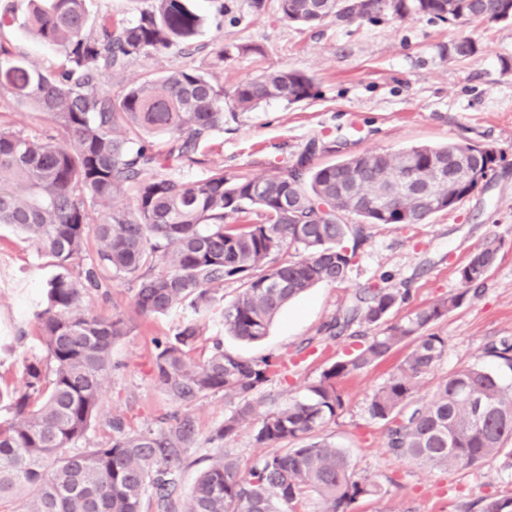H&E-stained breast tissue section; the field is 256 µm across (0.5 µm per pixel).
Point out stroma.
I'll use <instances>...</instances> for the list:
<instances>
[{"label": "stroma", "mask_w": 512, "mask_h": 512, "mask_svg": "<svg viewBox=\"0 0 512 512\" xmlns=\"http://www.w3.org/2000/svg\"><path fill=\"white\" fill-rule=\"evenodd\" d=\"M192 6L203 18L193 45L130 60L113 74L106 92L120 94L173 69L196 71L227 88L270 70L292 69L312 78L314 95L294 104L269 100L246 112L225 101L223 129L199 144L195 162L169 168L171 177L191 183L215 168L229 175L262 176L287 168L313 142L335 147L334 152L318 153V164L371 150L399 152L449 142L492 149L499 161L482 188L424 223L367 225V239L358 247L347 279L318 285L290 302L259 343L224 331L223 308L239 288L233 281L219 288L203 316L188 304L166 315L138 313L135 284L128 278L87 294L83 305L88 311L123 315L130 326L128 335L112 346L117 368L105 381L87 444L109 442L115 418L134 433L156 427L173 413L189 416L195 441L186 451L178 488L180 498H187L218 447L210 441L214 430L237 404L220 393L182 403L169 400L153 375L155 339L174 335L192 321L203 348L218 342L228 352L281 363L279 378L262 393L266 408L275 409L302 395L331 363L374 334V327L358 322L337 338L326 330L355 295L379 287L406 290L404 302L390 316L398 321L458 293L459 267L486 246L497 248L498 261L483 283L436 325V332L448 339L447 353L419 381L416 396L428 401L442 378L471 364L489 367L512 384V368L486 354L490 344L512 341V25H453L422 17L307 28L283 20L279 0H192ZM27 11V0H0V14L10 18L0 28V43L36 69L58 70L63 54L23 26ZM465 36L478 41L481 52L461 61L442 55L443 45ZM220 44L231 49L222 60L215 55ZM0 124L31 138L56 132L46 116L10 99H0ZM56 272L51 259L22 233L0 225L2 389L20 387L25 363L45 354L37 315L45 304L44 285ZM400 359L392 354L339 380L344 410L321 431L349 452L358 476L386 490L382 498L354 504L351 512H472L476 500L512 490V470L503 469L498 458L466 469H429L386 452V424L371 417L369 403Z\"/></svg>", "instance_id": "obj_1"}]
</instances>
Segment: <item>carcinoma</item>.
Masks as SVG:
<instances>
[{
    "label": "carcinoma",
    "mask_w": 512,
    "mask_h": 512,
    "mask_svg": "<svg viewBox=\"0 0 512 512\" xmlns=\"http://www.w3.org/2000/svg\"><path fill=\"white\" fill-rule=\"evenodd\" d=\"M24 25L61 49L55 73L30 67L0 45V99L41 112L64 132L31 139L0 127V224L9 225L53 259L59 272L47 283V307L38 313L46 356L25 367L21 389L0 390L11 417L0 422V504L26 495L25 512H145L151 494L157 512H299L313 497L320 512H348L380 498V484L359 480L346 452L319 437L344 408L338 380L409 351L372 396L369 413L386 423V450L399 460L430 467L467 468L488 457L512 469V385L480 365L464 366L436 386L430 401L415 398L418 381L446 355L448 339L431 328L459 307L482 282L498 249L474 252L459 268L461 292L386 323L405 299L398 288L357 296L327 330L355 321L381 327L356 355L339 360L284 406L263 411L261 392L279 375L278 363L243 358L215 343L200 364L189 353L198 338L190 323L154 341V376L169 399L186 402L222 393L238 400L216 430L222 440L254 417V440L269 452L240 464L223 453L196 480L185 504L178 490L194 429L176 416L155 429L129 433L112 420V440L79 448L101 407L103 380L112 373V345L127 335L120 316L91 314L84 297L105 276L135 277V306L164 315L191 301L207 312L213 291L232 279L240 292L224 307V330L260 342L289 301L319 285L347 278L369 224H420L478 190L495 170L491 149L450 142L393 153L371 151L316 166L311 152L284 170L260 177L229 176L216 168L193 183L163 169L193 160L197 144L224 128V99L242 110L278 99L313 95V80L281 69L226 90L209 77L179 69L134 84L114 97L105 79L130 59L188 47L202 24L190 0H152L130 25L100 22L85 33V0H30ZM290 23L325 20L376 22L430 17L451 24L473 20L512 23V0H279ZM480 44L461 37L448 58L465 60ZM170 136L166 155L151 138ZM101 207L92 218L87 201ZM257 210L256 224L231 220ZM352 213L361 219L346 224ZM94 241L92 264L69 265ZM352 241V247L345 245ZM303 255L285 259L290 248ZM166 268L152 272L156 257ZM478 512H512V491L477 502Z\"/></svg>",
    "instance_id": "1"
}]
</instances>
